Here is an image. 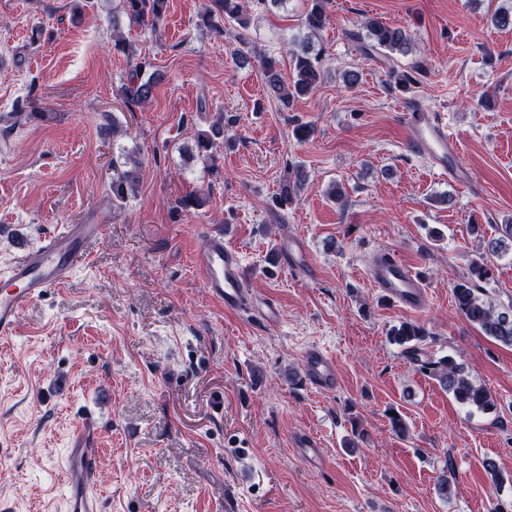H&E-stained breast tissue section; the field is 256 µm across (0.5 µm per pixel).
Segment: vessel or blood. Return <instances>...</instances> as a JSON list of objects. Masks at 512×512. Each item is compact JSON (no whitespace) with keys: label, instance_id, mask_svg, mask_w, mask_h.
<instances>
[{"label":"vessel or blood","instance_id":"b4317fda","mask_svg":"<svg viewBox=\"0 0 512 512\" xmlns=\"http://www.w3.org/2000/svg\"><path fill=\"white\" fill-rule=\"evenodd\" d=\"M402 119L413 154L428 159L433 169L457 184H472L470 172L456 163L460 145L448 130L445 113L418 107L403 112ZM103 233L99 224H74L65 234L45 236L38 247L19 243V255L0 272L1 339L13 334L24 309L69 280L74 269L86 261L90 243L99 240ZM278 260L292 271L309 273L314 269L309 246L300 236L281 243ZM196 264L209 293L225 309L241 311L251 307L241 253L225 242L223 231L210 234L206 246L196 255ZM366 277L383 298L401 309L419 311L429 303L422 279L396 253L381 252L372 261ZM303 377L310 388L322 392L334 391L339 384L334 358L318 347L305 350ZM95 430L94 418H85L67 451L63 466L66 512H102L99 451L91 444Z\"/></svg>","mask_w":512,"mask_h":512}]
</instances>
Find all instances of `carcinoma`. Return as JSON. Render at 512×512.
I'll return each mask as SVG.
<instances>
[{
	"mask_svg": "<svg viewBox=\"0 0 512 512\" xmlns=\"http://www.w3.org/2000/svg\"><path fill=\"white\" fill-rule=\"evenodd\" d=\"M169 0H119L120 7L112 9V29L120 32L121 18H127L131 24L156 27L165 16ZM210 5L203 15L204 24L212 31L224 33V25L235 23L244 28L247 25L244 13V0H209ZM326 0H310L305 14L304 25L315 34L322 30L329 21L325 7ZM367 47L370 49L384 48L391 52L405 53L410 48V36L407 31L396 25H388L376 18L364 23ZM293 61L292 83L283 82L275 58L262 56L259 58V70L266 86L278 98L289 103L296 97L308 95L316 89L321 75V51L315 49L313 42L305 40L291 52ZM146 63L138 62L132 70L128 82L123 88V98L127 107L148 105L153 98L156 84L155 74L145 73ZM424 72L422 64L411 70H391L390 75L400 88L408 89L417 82L416 76ZM224 135L221 123H214L207 131L197 135L196 143L203 158L211 156L216 141ZM306 179L305 171L289 164L285 167L283 178L279 184L276 199L280 203L292 200ZM512 225H505V235L491 238L484 244V250L497 254L509 249L512 244ZM472 279L456 285L454 288L455 304L460 314L481 332L507 346H512V306L496 307L483 300L475 288V281L489 276V268L485 255L472 262ZM429 337L424 326L415 322L404 321L391 331L390 339L402 346L406 355L418 369L429 374L438 381L441 387L452 393L459 402L473 406L482 411L494 407L489 393L481 386L473 384L463 373L462 367L450 356L431 359L424 352V345Z\"/></svg>",
	"mask_w": 512,
	"mask_h": 512,
	"instance_id": "carcinoma-1",
	"label": "carcinoma"
}]
</instances>
